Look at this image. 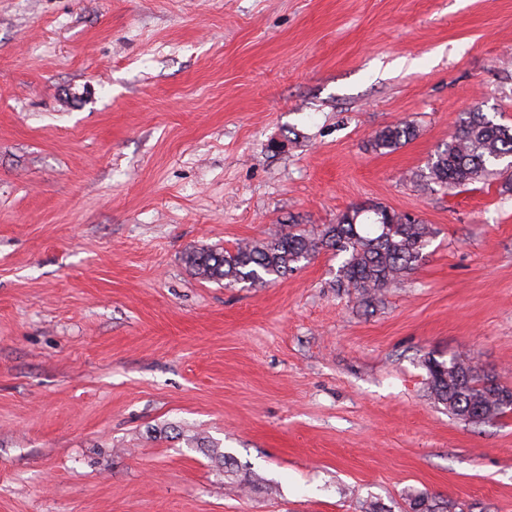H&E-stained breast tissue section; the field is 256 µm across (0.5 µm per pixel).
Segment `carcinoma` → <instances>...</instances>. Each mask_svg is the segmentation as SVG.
Returning a JSON list of instances; mask_svg holds the SVG:
<instances>
[{"label": "carcinoma", "instance_id": "obj_1", "mask_svg": "<svg viewBox=\"0 0 512 512\" xmlns=\"http://www.w3.org/2000/svg\"><path fill=\"white\" fill-rule=\"evenodd\" d=\"M415 135L413 124L401 122L377 133L373 145L394 150ZM509 158L512 126L472 112L454 137L436 151L427 171L414 174V178L452 191L497 176L511 192L512 174L499 168ZM434 234L431 225L385 206H357L317 234L298 224H281L264 239L238 243L232 250L196 249L187 252L184 261L201 280L258 288L287 277L298 263L321 251H332L345 256L338 287L371 306L381 302L385 290L417 266ZM425 363L428 395L449 415L482 424L507 411L496 390L482 385L485 374L469 355L460 353L447 361L430 357ZM408 506L409 512H446L427 493L411 496Z\"/></svg>", "mask_w": 512, "mask_h": 512}]
</instances>
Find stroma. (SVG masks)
<instances>
[{
    "instance_id": "35a3bbf8",
    "label": "stroma",
    "mask_w": 512,
    "mask_h": 512,
    "mask_svg": "<svg viewBox=\"0 0 512 512\" xmlns=\"http://www.w3.org/2000/svg\"><path fill=\"white\" fill-rule=\"evenodd\" d=\"M476 107L512 125V0H0V512H512V411L427 393L512 388V193L414 178ZM360 204L435 230L373 307L329 251L183 261ZM415 135L416 127L412 123L401 122L388 126L377 133L373 145L376 149L394 150L413 139ZM427 392L449 415L466 419L474 424L490 422L504 414L511 407L503 406L497 389L482 385L485 374L468 354L459 353L448 361L428 358Z\"/></svg>"
}]
</instances>
